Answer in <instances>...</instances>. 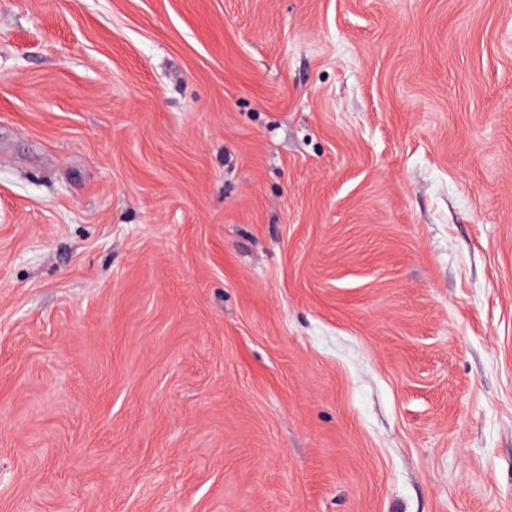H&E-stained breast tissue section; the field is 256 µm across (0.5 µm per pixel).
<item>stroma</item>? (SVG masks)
<instances>
[{
    "label": "stroma",
    "mask_w": 512,
    "mask_h": 512,
    "mask_svg": "<svg viewBox=\"0 0 512 512\" xmlns=\"http://www.w3.org/2000/svg\"><path fill=\"white\" fill-rule=\"evenodd\" d=\"M0 512H512V0H0Z\"/></svg>",
    "instance_id": "1"
}]
</instances>
